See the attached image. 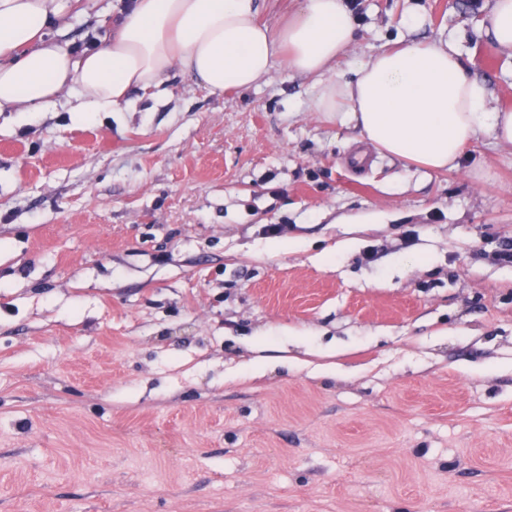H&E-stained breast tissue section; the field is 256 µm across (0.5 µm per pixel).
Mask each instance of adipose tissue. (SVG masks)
<instances>
[{
    "label": "adipose tissue",
    "mask_w": 512,
    "mask_h": 512,
    "mask_svg": "<svg viewBox=\"0 0 512 512\" xmlns=\"http://www.w3.org/2000/svg\"><path fill=\"white\" fill-rule=\"evenodd\" d=\"M65 0H0V112H37L65 101L88 118L119 112L131 91L160 94L173 72L209 93L267 80L275 62L313 77L315 111L353 126L385 154L421 168H455L481 131L512 145V110L490 107L486 83L446 41L397 42L335 78L357 38L349 0H294L287 21H258V0H135L113 32L73 53L47 41Z\"/></svg>",
    "instance_id": "adipose-tissue-1"
}]
</instances>
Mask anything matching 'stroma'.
<instances>
[{"instance_id": "obj_1", "label": "stroma", "mask_w": 512, "mask_h": 512, "mask_svg": "<svg viewBox=\"0 0 512 512\" xmlns=\"http://www.w3.org/2000/svg\"><path fill=\"white\" fill-rule=\"evenodd\" d=\"M352 2L337 75L457 33L512 109L492 0ZM117 5L50 35L82 50ZM313 93L279 63L0 112V512H512V146L426 171Z\"/></svg>"}]
</instances>
